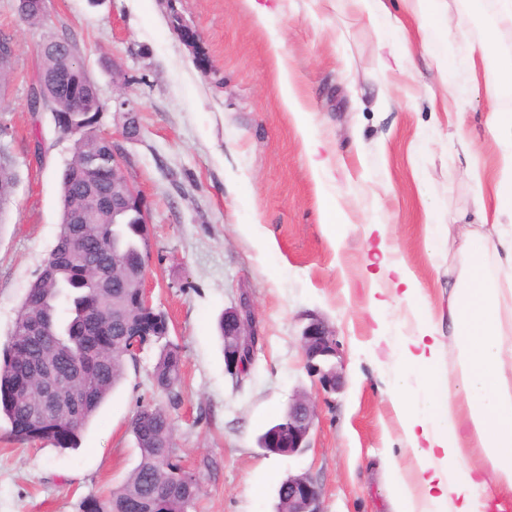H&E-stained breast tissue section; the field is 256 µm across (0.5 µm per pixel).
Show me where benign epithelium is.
Instances as JSON below:
<instances>
[{
	"label": "benign epithelium",
	"instance_id": "7a95c632",
	"mask_svg": "<svg viewBox=\"0 0 512 512\" xmlns=\"http://www.w3.org/2000/svg\"><path fill=\"white\" fill-rule=\"evenodd\" d=\"M124 183L120 193L106 198L94 190L87 191L99 207L110 208L116 214L126 210H139L142 223H148L143 200L128 182L121 163L112 165V183ZM259 334L256 329L255 314L248 297L240 295L238 303L224 310V367L228 373L243 377L249 372V361L255 359ZM300 343L307 366L311 373L319 376V382L327 389H333L339 378L336 366L330 359L337 354L334 335L325 322L311 318L302 328ZM288 422L274 428L266 437L264 447L280 448L282 452L293 456L308 448V437L316 417L313 401L305 394L295 395L285 411ZM288 490L284 499L287 507L277 512H321L320 491L315 482L306 475H291L283 482Z\"/></svg>",
	"mask_w": 512,
	"mask_h": 512
}]
</instances>
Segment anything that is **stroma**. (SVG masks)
<instances>
[{
    "mask_svg": "<svg viewBox=\"0 0 512 512\" xmlns=\"http://www.w3.org/2000/svg\"><path fill=\"white\" fill-rule=\"evenodd\" d=\"M283 40L295 89L321 142L329 191L350 214L341 245L321 224L325 203L308 154L279 97L267 32L242 0H46L43 23L21 21L0 0V32L15 51L0 81V125L13 134L18 182L0 217V343L59 229L60 179L73 136L50 110L28 106L39 47L75 42L104 105L96 126L112 145L149 221L146 285L182 354L180 401L151 384L160 346H145L123 382L62 452L45 439L18 441L0 423V512H82L85 500L122 484L139 460L129 422L139 405L166 407L176 453L200 492L190 512H276L277 487L307 475L322 512H393L387 460H413L390 390L402 369L395 343L416 327L407 304L384 314L379 340L363 281L364 255L379 241L409 259L422 298L448 306V272L465 259L426 241V211L443 224L477 223L469 157L493 171L498 146L485 125L491 107L474 87L470 48L487 34L494 0H448L468 21L448 43V80L422 54L404 72L387 69L378 30L347 0H265ZM196 33L185 43L168 15ZM450 111L433 116L432 100ZM130 102L118 110L116 98ZM136 132H129L127 112ZM469 132L470 152L452 137ZM382 224L385 237L368 225ZM248 295L261 340L244 383L224 369L216 321ZM322 319L338 346L341 384L323 389L305 365L300 333ZM299 393L315 404L309 446L278 456L258 436Z\"/></svg>",
    "mask_w": 512,
    "mask_h": 512,
    "instance_id": "obj_1",
    "label": "stroma"
}]
</instances>
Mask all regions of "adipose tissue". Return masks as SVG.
Listing matches in <instances>:
<instances>
[{
  "instance_id": "obj_1",
  "label": "adipose tissue",
  "mask_w": 512,
  "mask_h": 512,
  "mask_svg": "<svg viewBox=\"0 0 512 512\" xmlns=\"http://www.w3.org/2000/svg\"><path fill=\"white\" fill-rule=\"evenodd\" d=\"M355 11L373 24L401 30L404 17L419 21L418 40L439 76L448 74L447 36L459 22L448 13L447 0H401L402 13H393L389 0H350ZM283 106L291 112L305 148L312 158L316 179H324L319 143L309 112L303 108L287 70L279 72ZM499 154L488 195L477 198L483 224L473 229L458 225L449 230L428 224L440 244L457 233L470 261L448 298V313L436 315L419 302V282L404 255L379 244L377 268L366 275L371 311L395 300L410 304L416 334L404 337L400 354L406 376L391 395L404 439L413 453L416 470L406 477L398 465L390 467L395 512H489L498 498L512 494V386L504 372L512 362V347L502 333L500 296L512 277L500 282L488 267V258L512 269V113L491 111L486 117ZM464 358L457 390H450L440 361L441 335ZM482 450L480 467L464 454L469 445Z\"/></svg>"
}]
</instances>
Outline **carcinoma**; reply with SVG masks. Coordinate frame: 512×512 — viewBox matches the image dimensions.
Instances as JSON below:
<instances>
[{
    "mask_svg": "<svg viewBox=\"0 0 512 512\" xmlns=\"http://www.w3.org/2000/svg\"><path fill=\"white\" fill-rule=\"evenodd\" d=\"M55 37L44 42L32 95L49 98L53 111L71 112L85 127L74 143L73 159L83 174L68 166L61 176V217L55 245L25 295L10 336L0 347V419L21 441L46 438L62 450L78 448L80 434L121 384L132 330L144 317L135 281L148 260V238L138 216L116 219L112 212L88 207L81 182L112 194V145L91 127L103 111L96 89L75 72L77 87L64 85L69 67L56 49ZM17 174L12 157L0 147V208L12 194ZM86 211L83 224L68 215ZM63 389L47 400L48 378ZM153 384L178 403L181 351L166 342L154 365ZM139 462L127 479L104 498L84 502L83 512H188L199 493L196 478L186 479L177 462L170 417L165 408L146 403L130 421Z\"/></svg>",
    "mask_w": 512,
    "mask_h": 512,
    "instance_id": "obj_1",
    "label": "carcinoma"
}]
</instances>
